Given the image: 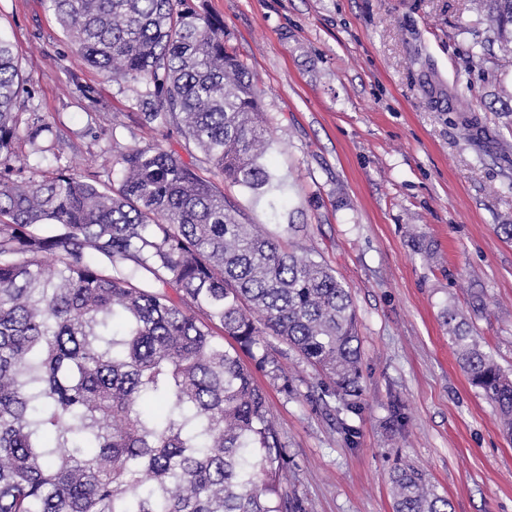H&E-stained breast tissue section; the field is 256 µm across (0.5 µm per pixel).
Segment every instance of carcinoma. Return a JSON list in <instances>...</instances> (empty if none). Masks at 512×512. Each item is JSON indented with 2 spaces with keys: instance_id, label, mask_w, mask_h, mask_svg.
<instances>
[{
  "instance_id": "obj_1",
  "label": "carcinoma",
  "mask_w": 512,
  "mask_h": 512,
  "mask_svg": "<svg viewBox=\"0 0 512 512\" xmlns=\"http://www.w3.org/2000/svg\"><path fill=\"white\" fill-rule=\"evenodd\" d=\"M102 77L142 84L141 126L175 125L224 177L268 198L270 131L224 22L193 0H48ZM512 42V0H483ZM0 33V512H306L247 354L283 390L274 336L315 371L320 399L361 409L358 319L327 263L243 224L195 165L157 144L121 154L118 185L14 165L19 88ZM477 140L472 99L448 96ZM52 126L26 124L35 142ZM470 383L512 436V379L448 313ZM393 512H452L421 468L391 476Z\"/></svg>"
}]
</instances>
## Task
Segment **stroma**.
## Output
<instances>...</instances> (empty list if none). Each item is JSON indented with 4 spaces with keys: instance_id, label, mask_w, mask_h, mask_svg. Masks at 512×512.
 <instances>
[{
    "instance_id": "1",
    "label": "stroma",
    "mask_w": 512,
    "mask_h": 512,
    "mask_svg": "<svg viewBox=\"0 0 512 512\" xmlns=\"http://www.w3.org/2000/svg\"><path fill=\"white\" fill-rule=\"evenodd\" d=\"M246 64L286 201L265 202L207 164L197 172L246 224L262 225L342 276L359 319L362 409L324 407L314 372L285 345L292 391L257 382L288 449V488L308 512H393L390 477L427 472L454 512H512V436L472 387L445 314L466 318L512 375V51L472 56V0H205ZM0 31L26 77L21 110L61 141L39 167L118 182L116 159L149 143L194 153L176 127L140 126L142 86L106 83L45 0H0ZM93 88L96 100L68 94ZM471 91L484 128L463 138L449 90ZM428 253H420V246ZM407 419L390 425L393 402ZM358 431L348 444L343 429Z\"/></svg>"
}]
</instances>
